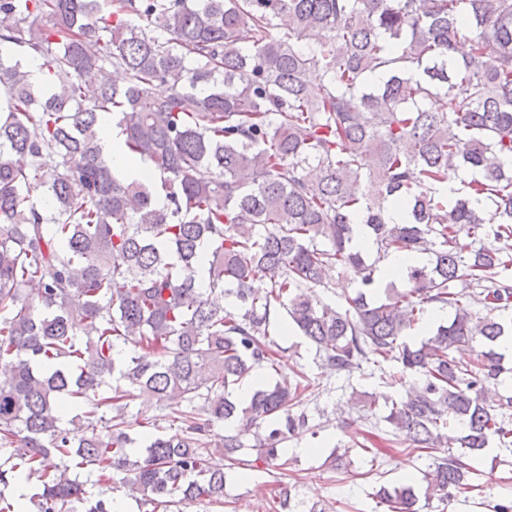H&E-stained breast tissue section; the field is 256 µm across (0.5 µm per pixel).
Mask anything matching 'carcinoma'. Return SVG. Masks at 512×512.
<instances>
[{
    "label": "carcinoma",
    "mask_w": 512,
    "mask_h": 512,
    "mask_svg": "<svg viewBox=\"0 0 512 512\" xmlns=\"http://www.w3.org/2000/svg\"><path fill=\"white\" fill-rule=\"evenodd\" d=\"M109 67L123 80L87 79ZM107 117L148 181L114 176ZM511 241L512 0H0V485L34 484L37 512H114L71 474L87 469L150 512L223 505L210 456L269 467L308 424L304 373L255 375L278 371L282 309L332 373L422 377L384 419L434 470L381 487L388 512L470 493V461L512 447L485 399L506 372ZM401 252L429 259L382 284L376 261ZM337 270L356 283L343 305L318 293ZM433 304L453 316L408 343ZM135 397L182 435L134 432Z\"/></svg>",
    "instance_id": "1"
}]
</instances>
